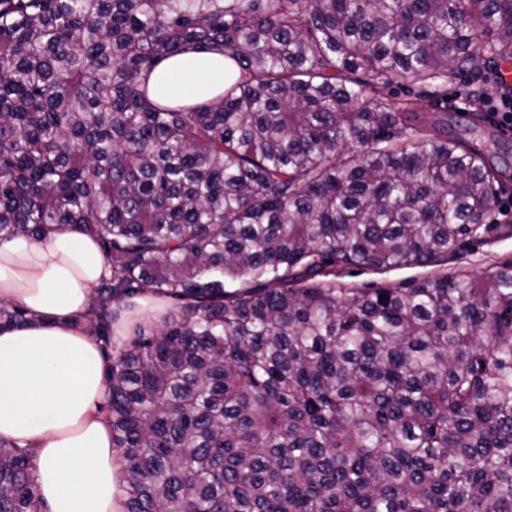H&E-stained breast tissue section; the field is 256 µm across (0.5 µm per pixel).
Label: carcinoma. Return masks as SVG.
<instances>
[{
	"mask_svg": "<svg viewBox=\"0 0 512 512\" xmlns=\"http://www.w3.org/2000/svg\"><path fill=\"white\" fill-rule=\"evenodd\" d=\"M184 52L240 76L149 89ZM488 56L512 0H0V240L111 265L126 512H512V261L336 284L485 240L493 169L423 112ZM145 293L166 311L112 346ZM30 471L0 441V512H40Z\"/></svg>",
	"mask_w": 512,
	"mask_h": 512,
	"instance_id": "obj_1",
	"label": "carcinoma"
}]
</instances>
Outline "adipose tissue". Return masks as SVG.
I'll return each mask as SVG.
<instances>
[{
    "label": "adipose tissue",
    "instance_id": "adipose-tissue-1",
    "mask_svg": "<svg viewBox=\"0 0 512 512\" xmlns=\"http://www.w3.org/2000/svg\"><path fill=\"white\" fill-rule=\"evenodd\" d=\"M150 83L202 102L223 88L225 61L177 55ZM110 273L98 244L73 230L0 241V301L28 313L0 329V439L31 454L49 512H124L122 465L98 409L108 366L87 324L92 291Z\"/></svg>",
    "mask_w": 512,
    "mask_h": 512
}]
</instances>
